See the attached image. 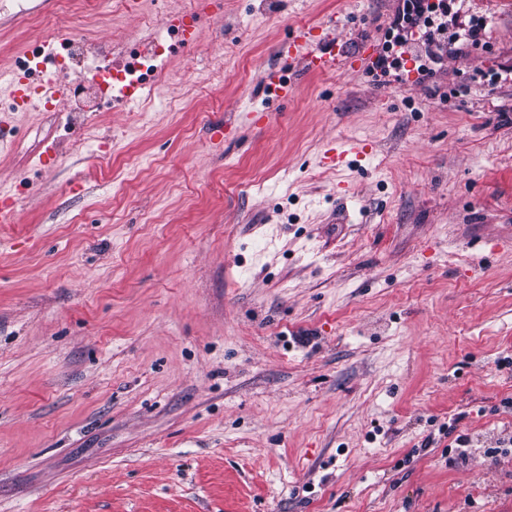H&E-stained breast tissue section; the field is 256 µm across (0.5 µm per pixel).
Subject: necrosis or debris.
Returning a JSON list of instances; mask_svg holds the SVG:
<instances>
[{
  "instance_id": "necrosis-or-debris-1",
  "label": "necrosis or debris",
  "mask_w": 512,
  "mask_h": 512,
  "mask_svg": "<svg viewBox=\"0 0 512 512\" xmlns=\"http://www.w3.org/2000/svg\"><path fill=\"white\" fill-rule=\"evenodd\" d=\"M186 40L185 29L166 18L155 21L133 45L120 38L108 42L78 35L61 38L51 65L61 73L74 71L79 78L65 89L67 106L59 112L60 123L80 124L101 106L117 107V92L129 84L144 89L146 102L154 103L159 84L168 76L164 61L178 53Z\"/></svg>"
}]
</instances>
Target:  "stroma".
Wrapping results in <instances>:
<instances>
[{"instance_id": "1", "label": "stroma", "mask_w": 512, "mask_h": 512, "mask_svg": "<svg viewBox=\"0 0 512 512\" xmlns=\"http://www.w3.org/2000/svg\"><path fill=\"white\" fill-rule=\"evenodd\" d=\"M185 2L0 10V74ZM396 5L210 0L144 114L7 113L0 512H512V0H455L487 26L427 85H264L298 29L353 56ZM265 84L270 93L279 99H288L294 91V85L290 80L288 81L282 68L267 72ZM328 153H332L326 158L331 162L336 161V166L340 165V163L347 162L350 163L352 161H359L362 159L363 155H367V146L362 145L359 142L352 141L349 144H340L336 142V145L331 147ZM353 157L355 159H353Z\"/></svg>"}]
</instances>
